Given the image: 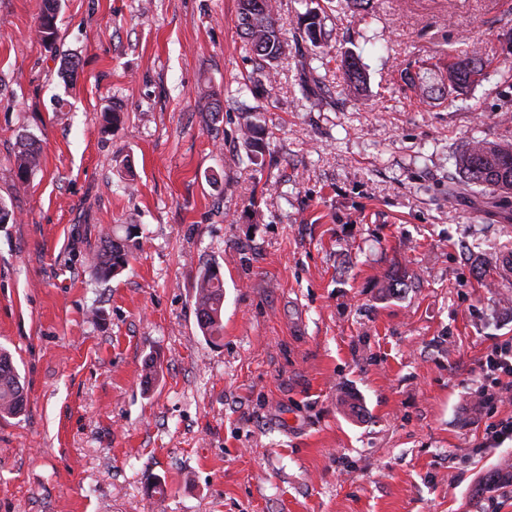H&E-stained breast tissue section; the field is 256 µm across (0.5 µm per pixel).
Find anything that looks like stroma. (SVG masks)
I'll use <instances>...</instances> for the list:
<instances>
[{
  "label": "stroma",
  "mask_w": 512,
  "mask_h": 512,
  "mask_svg": "<svg viewBox=\"0 0 512 512\" xmlns=\"http://www.w3.org/2000/svg\"><path fill=\"white\" fill-rule=\"evenodd\" d=\"M315 2L316 50L298 30ZM237 3L59 0L54 51L42 0H0V349L26 397L0 418V512H512V443L480 446L512 416L483 366L512 340V199L448 195L468 142L512 139V0H277L271 79ZM471 50L486 78L467 95L411 89ZM24 135L41 163L21 189ZM128 224L129 266L95 279ZM210 262L212 343L192 288ZM400 267L410 287L386 289ZM340 62L351 91L358 95L363 93L366 90V77L358 57L348 51L341 56ZM197 325L206 340L219 339L224 330V279L219 266L207 264L194 279Z\"/></svg>",
  "instance_id": "1"
}]
</instances>
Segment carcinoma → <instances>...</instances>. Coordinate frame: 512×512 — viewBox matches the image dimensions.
I'll return each instance as SVG.
<instances>
[{"label": "carcinoma", "instance_id": "cac0c4a2", "mask_svg": "<svg viewBox=\"0 0 512 512\" xmlns=\"http://www.w3.org/2000/svg\"><path fill=\"white\" fill-rule=\"evenodd\" d=\"M58 0H43L39 16L38 33H48L43 43L54 48L58 40L56 14ZM301 38L314 48L321 47L324 35L323 18L308 12L301 17ZM238 26L241 37L252 51L257 69L272 71L286 53L287 44L281 37L274 12L273 0H238ZM341 67L347 84L355 94L366 90V77L358 57L348 51L341 56ZM447 80L429 86V93L441 100L460 96L485 79L484 64L475 53H461L448 57L444 64ZM243 146L249 158L257 159L265 153L263 138L256 126L248 121L242 135ZM40 163V148L29 138L18 144L14 154V173L17 184L26 186ZM461 180L448 186V198H454L464 188L480 187L484 190L512 193V142L477 140L455 158ZM131 227L125 234L115 230L106 235L103 247L94 263V274L108 280L120 274L133 257ZM195 311L202 336L210 341L221 337L224 330V279L219 266L207 264L198 270L194 279ZM25 408L24 387L9 354L0 352V416H16Z\"/></svg>", "mask_w": 512, "mask_h": 512}]
</instances>
